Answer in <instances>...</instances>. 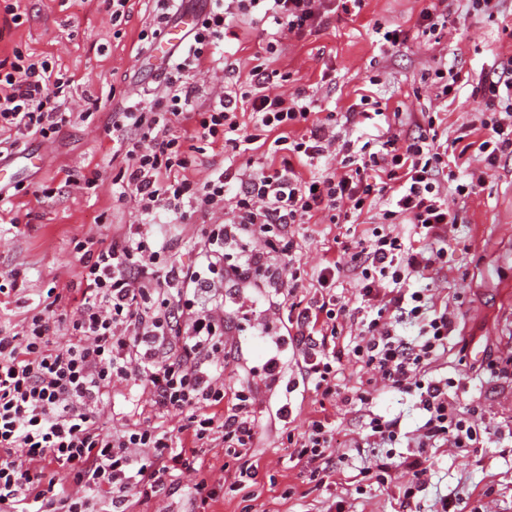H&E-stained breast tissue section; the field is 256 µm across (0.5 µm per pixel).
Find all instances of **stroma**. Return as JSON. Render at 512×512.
I'll use <instances>...</instances> for the list:
<instances>
[{
    "instance_id": "35a3bbf8",
    "label": "stroma",
    "mask_w": 512,
    "mask_h": 512,
    "mask_svg": "<svg viewBox=\"0 0 512 512\" xmlns=\"http://www.w3.org/2000/svg\"><path fill=\"white\" fill-rule=\"evenodd\" d=\"M131 17L113 28L97 0H20V24L0 31V60L14 48L50 55L61 69L74 74L76 104L89 109L88 121H78L55 133L52 141L17 136L16 151L38 157L15 196L6 198L19 219L18 226L0 223V275L20 272L24 293L0 307V317L23 318L29 306L52 285H76L80 262L72 251L73 237L87 233L112 235L117 227L135 223L132 200L116 201L112 178L121 162L112 156V121L116 113L134 105L139 94L159 91L162 70L145 66L152 46L140 43L141 30L153 19V0H131ZM426 0H364L358 15L343 13L320 30L277 47L274 68L299 78L313 96L319 112L346 111L356 88L376 79V94L390 109L418 112L426 109L432 94L429 70L444 62L470 76L493 62L512 57V31L500 20L470 14L458 23L448 47L436 51L418 32L417 20ZM253 38L245 46L223 41L213 48L217 63H235L248 72L255 55H265L272 21L255 16ZM401 28L408 40L390 51L377 40L376 30ZM96 177L97 188L85 190L86 178ZM463 222L458 227L455 260L437 277L442 297L456 309L460 320L456 334L467 343L459 354L456 343L431 365L434 377L462 381L458 392L461 409L479 407L489 432L482 447L459 452L442 447L427 450L431 463L428 484L410 503L402 501L404 479L392 470L382 484L358 482L361 468L386 456H406L417 451V429L422 414L412 396L381 390L368 409L355 406L328 408L326 415L336 430V471L326 483L310 481L307 474L288 466V437L298 434L313 411L311 391L288 387L295 366L282 369L275 390L259 391L255 405L261 423L256 443L259 464L254 491L256 512H430L441 496L463 501L465 512H512V453H501L493 430L512 416V385L492 378L482 365L489 357L512 353V157L503 159L485 184L459 205ZM242 349L243 361H230L226 385L256 384L253 368L263 362L254 356L256 331L251 321L235 320L227 334ZM292 412L280 417L278 408ZM399 418V448L386 451L365 444L369 413ZM293 487L288 500H280L284 487Z\"/></svg>"
}]
</instances>
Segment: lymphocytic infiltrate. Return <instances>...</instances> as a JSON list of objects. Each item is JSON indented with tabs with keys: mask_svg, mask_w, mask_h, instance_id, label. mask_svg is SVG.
<instances>
[{
	"mask_svg": "<svg viewBox=\"0 0 512 512\" xmlns=\"http://www.w3.org/2000/svg\"><path fill=\"white\" fill-rule=\"evenodd\" d=\"M362 2L210 0L166 59L161 91L119 113L112 153L124 165L112 184L117 199L133 198L135 227L109 239H73L81 267L72 310L61 308L62 295L51 288L20 322L0 324V512H93L96 492L109 495L112 512H130L187 472L194 512H213L229 493L255 500V393L248 386L224 392V327L240 316L265 330L268 315H286L297 369L319 407L368 404L380 385L415 394L423 417L418 453L361 469L363 480L383 483L392 467L402 468L408 500L427 483L422 450L482 444L481 412L460 410L459 383L428 372L458 324L457 313L437 303L429 279L452 261L448 231L461 217L451 200L474 194L512 156V57L473 89L484 107L467 128L474 138L469 160L450 151L439 132L449 100L462 90L451 67L433 71L435 106L407 120L394 116L377 149L342 137L339 127L381 115L379 101L361 94L343 116H315L305 89L270 91L292 75L264 60L245 75L226 66L239 81L237 93L214 89L210 103L200 100L210 48L230 34L232 18L260 12L273 19L278 38L299 39ZM70 83L48 57L14 50L10 62L0 61V132L46 140L73 123ZM203 145L223 152L230 165L259 149L264 160L231 195L223 169L197 176ZM333 156L337 168L303 175L307 160ZM163 218L200 224L194 263L176 261L158 229ZM313 220L349 231L340 258L309 271L295 234ZM359 222L370 231L356 234ZM400 224L410 232H397ZM342 277L356 281L354 297L337 292ZM308 279L317 288L306 301L300 292ZM229 285L266 286L272 295L228 308ZM407 322L417 328L410 341L400 332ZM346 331L355 341L338 348ZM345 359L358 365L364 385L343 383ZM119 384L144 397L149 421L111 426L105 407ZM174 416L181 423L168 428ZM335 442L327 416L311 415L288 461L323 481L336 470ZM210 448L226 449L228 461H206ZM55 467L69 472L71 486H43Z\"/></svg>",
	"mask_w": 512,
	"mask_h": 512,
	"instance_id": "f902f5d3",
	"label": "lymphocytic infiltrate"
}]
</instances>
